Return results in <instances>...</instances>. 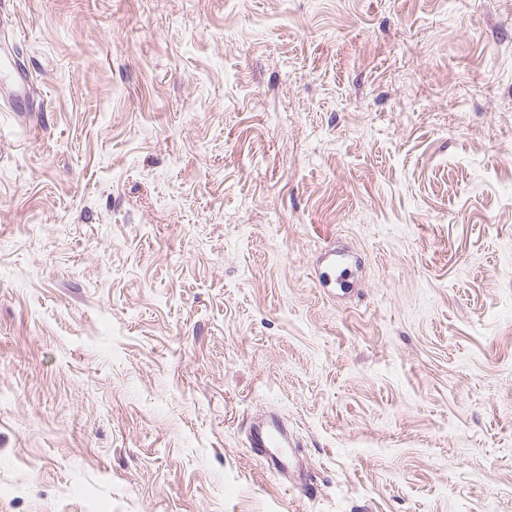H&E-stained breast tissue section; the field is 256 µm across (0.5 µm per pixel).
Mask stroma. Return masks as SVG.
<instances>
[{
	"label": "stroma",
	"instance_id": "35a3bbf8",
	"mask_svg": "<svg viewBox=\"0 0 512 512\" xmlns=\"http://www.w3.org/2000/svg\"><path fill=\"white\" fill-rule=\"evenodd\" d=\"M0 512H512V0H0ZM248 445L255 456L279 474L290 473L293 461L288 441V428L277 415H267L254 423Z\"/></svg>",
	"mask_w": 512,
	"mask_h": 512
}]
</instances>
